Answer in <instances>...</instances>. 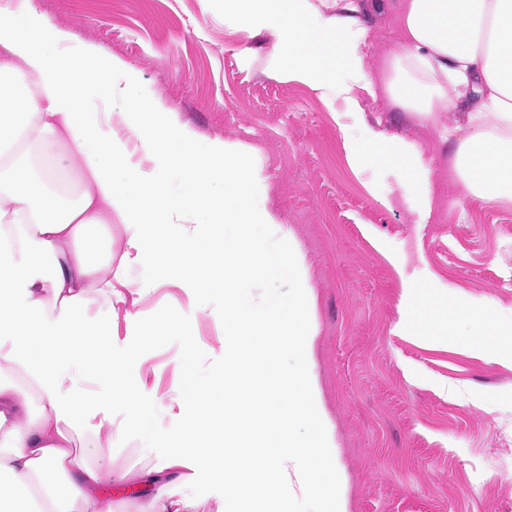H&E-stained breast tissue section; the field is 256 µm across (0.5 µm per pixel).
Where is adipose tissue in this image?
I'll use <instances>...</instances> for the list:
<instances>
[{"label": "adipose tissue", "instance_id": "ef3b65f1", "mask_svg": "<svg viewBox=\"0 0 512 512\" xmlns=\"http://www.w3.org/2000/svg\"><path fill=\"white\" fill-rule=\"evenodd\" d=\"M226 20L273 41L268 68L315 92L327 107L360 110L347 75L362 73L369 30L358 0H215ZM406 38L392 57L393 102L424 119L461 112L454 166L471 196L512 201V0H405ZM33 0L0 7V512H101L102 470L81 445L87 420L115 443L137 436L153 454L146 475L167 480L162 512H188L179 494L191 472L214 465L239 499L273 500L292 512L298 483L310 512H348L349 479L323 410L311 350L317 333L306 260L268 203L260 157L242 144L205 139L138 71L96 45L69 47ZM32 86L13 87L17 72ZM112 111H98L101 100ZM352 160L365 148L400 165L430 204L432 169L412 142L382 131L344 134ZM151 266L142 281L132 271ZM287 275V300L253 305L263 275ZM174 286L187 303L154 327L177 333L179 355L196 346L205 294L219 287L224 372L254 366L260 380L225 391L231 428L218 447L213 405L177 365L163 398L168 422L140 397L144 363L136 305ZM448 294L427 314L402 313L404 336L437 335L456 319ZM287 367L274 368L280 352ZM98 378L101 390L81 387ZM274 427L261 453L223 467L255 418Z\"/></svg>", "mask_w": 512, "mask_h": 512}]
</instances>
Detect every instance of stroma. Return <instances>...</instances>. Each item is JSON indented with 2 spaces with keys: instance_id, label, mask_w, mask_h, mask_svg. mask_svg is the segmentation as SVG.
I'll use <instances>...</instances> for the list:
<instances>
[{
  "instance_id": "35a3bbf8",
  "label": "stroma",
  "mask_w": 512,
  "mask_h": 512,
  "mask_svg": "<svg viewBox=\"0 0 512 512\" xmlns=\"http://www.w3.org/2000/svg\"><path fill=\"white\" fill-rule=\"evenodd\" d=\"M402 0H360L370 31L355 78L367 123L417 143L433 169L431 212L414 183L376 156L350 162L332 111L308 87L269 74L267 37L225 24L207 0H35L70 32L128 61L204 138L257 148L276 209L304 251L316 296L314 359L323 403L348 473L350 512H512V371L471 351L465 326L423 341L395 330L404 287L422 306L455 291L472 308L512 315V201L487 205L456 179L457 148L443 127L458 114L420 120L391 102L393 52L403 42ZM249 49V61L240 52ZM183 293L167 287L141 305L148 354L141 394L162 411L180 342L151 329ZM187 366L215 405L224 345V298L208 296ZM101 467L105 512H159L160 483L142 479L150 456L135 437L114 446L87 435ZM136 476L135 486L117 481ZM195 512H253L202 477L185 487Z\"/></svg>"
}]
</instances>
